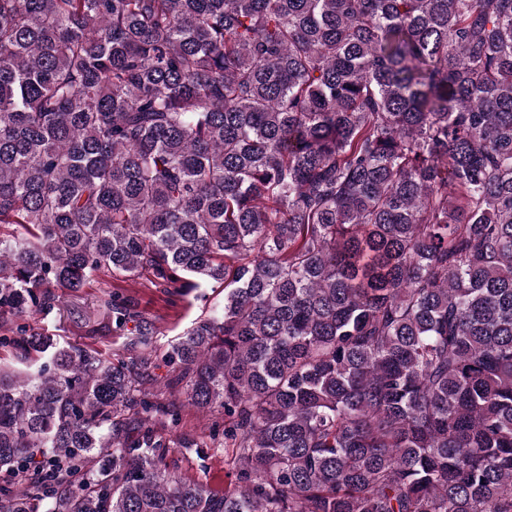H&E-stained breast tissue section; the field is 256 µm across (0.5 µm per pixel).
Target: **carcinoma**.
I'll use <instances>...</instances> for the list:
<instances>
[{"label": "carcinoma", "instance_id": "obj_1", "mask_svg": "<svg viewBox=\"0 0 512 512\" xmlns=\"http://www.w3.org/2000/svg\"><path fill=\"white\" fill-rule=\"evenodd\" d=\"M3 328L0 512H512V0H0ZM104 281H92L82 289V293L91 304L100 298H108L113 290L132 295L138 302L137 310L143 316L157 321L165 336H159L157 345L175 339L183 333L196 319L208 315L211 308L224 301L222 288H200L193 290L183 298L171 297L157 288H145L134 285L122 278L103 277ZM102 282V283H101ZM200 292L206 293V300L197 298ZM73 307L69 306L61 315L56 309L48 314L34 313L30 315L29 322L34 327L47 329L50 333L56 334L61 342L89 344L106 352L122 346L125 340L123 336H87L89 328L83 320L82 312ZM199 448H175L174 458L178 459L179 471L185 477L199 480L206 484L217 494H224V451H220L205 461L206 468H202V461L198 458Z\"/></svg>", "mask_w": 512, "mask_h": 512}]
</instances>
